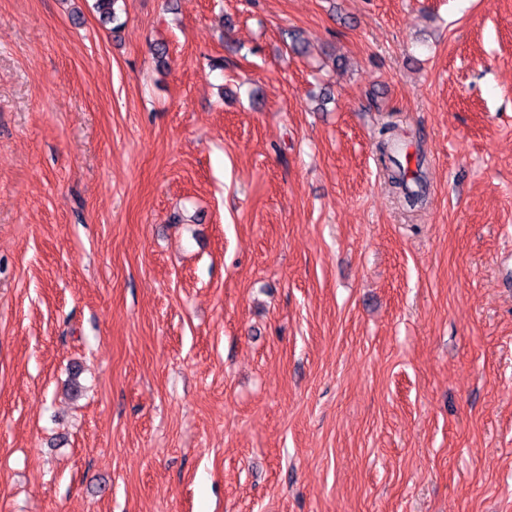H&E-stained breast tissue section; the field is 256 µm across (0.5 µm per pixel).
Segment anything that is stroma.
Wrapping results in <instances>:
<instances>
[{"mask_svg": "<svg viewBox=\"0 0 512 512\" xmlns=\"http://www.w3.org/2000/svg\"><path fill=\"white\" fill-rule=\"evenodd\" d=\"M119 6L0 0V512H512V0ZM393 129L394 125L388 124L382 130L383 135H389L386 136L385 138H382L377 144L379 158L381 162L384 163L386 168H389L392 183L398 187H402V189L404 190L405 198L411 205H413L416 202V194L414 193V191L409 189L407 182L405 180V169L400 160L397 158L396 153H398V151L401 150V148L399 147V145L395 144L399 140L392 133ZM387 161L391 165L390 167L387 166Z\"/></svg>", "mask_w": 512, "mask_h": 512, "instance_id": "35a3bbf8", "label": "stroma"}]
</instances>
